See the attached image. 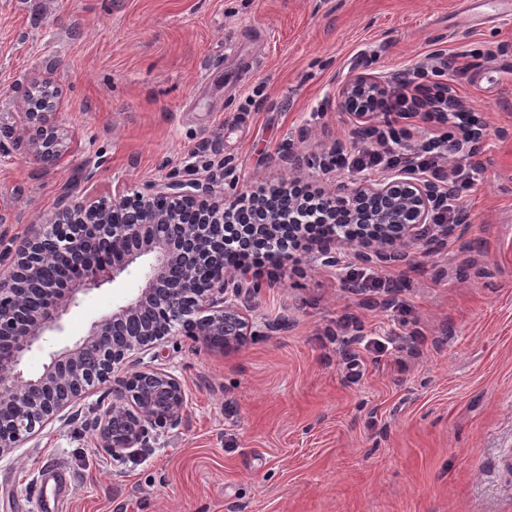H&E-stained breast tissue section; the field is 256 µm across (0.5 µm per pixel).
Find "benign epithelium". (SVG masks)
I'll list each match as a JSON object with an SVG mask.
<instances>
[{"mask_svg": "<svg viewBox=\"0 0 512 512\" xmlns=\"http://www.w3.org/2000/svg\"><path fill=\"white\" fill-rule=\"evenodd\" d=\"M376 84L366 76L347 78L338 91L342 110L357 120L364 118V99ZM58 110L59 101L48 97L39 109L23 103L20 113L24 130L32 133L25 153L45 165L56 164L68 149L57 132ZM64 199L68 203L15 246L14 267L0 276L1 302L25 282L37 284L40 295L23 313L0 312V386L13 396L0 400V412L18 403L26 407L23 419L12 421V437L0 438V456L78 404L90 387L112 381V374L133 353L144 354L179 334L227 350L251 333V323L237 303L240 287L235 275L207 270L224 266V225L219 217L230 206L224 189L211 181L170 178L140 190L118 186L107 199L73 198L69 192ZM360 199L364 205L350 211L374 220L387 241L398 237L407 246L416 245L417 228L433 223L435 188L411 170L347 189L345 201L354 204ZM191 204L194 232L189 238L180 241L160 232L165 224L180 223ZM62 224H74L80 232L61 236L57 228ZM83 228L120 244L121 255L110 264H88ZM50 257L68 264V277H40L41 262ZM133 270L140 271V278L131 297L94 321L74 344L52 352L40 373L27 371L26 352L44 336L62 330V320L79 295L113 284ZM186 407L183 382L163 368L146 365L112 389V402L98 420L102 447L121 459L127 450L145 447L152 432L176 425Z\"/></svg>", "mask_w": 512, "mask_h": 512, "instance_id": "obj_1", "label": "benign epithelium"}]
</instances>
